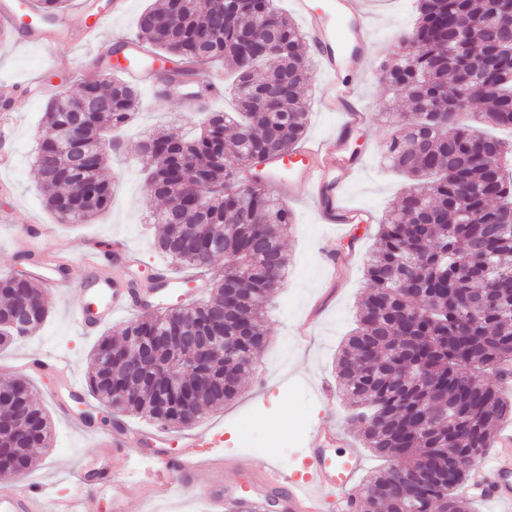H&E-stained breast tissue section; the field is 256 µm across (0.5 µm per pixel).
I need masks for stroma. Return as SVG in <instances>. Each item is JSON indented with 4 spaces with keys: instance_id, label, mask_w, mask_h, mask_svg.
I'll return each mask as SVG.
<instances>
[{
    "instance_id": "35a3bbf8",
    "label": "stroma",
    "mask_w": 512,
    "mask_h": 512,
    "mask_svg": "<svg viewBox=\"0 0 512 512\" xmlns=\"http://www.w3.org/2000/svg\"><path fill=\"white\" fill-rule=\"evenodd\" d=\"M376 18L372 40L376 45L370 72L362 84L366 113L364 123L353 128L343 144L344 157H357L363 166L347 187L351 204L369 211L372 223L350 225L346 235L335 240V250L349 263L334 272L324 266L318 249L327 233L318 224L302 197L287 204L293 214V227L284 240L291 266L282 288L266 306L269 333L254 374L244 381V391L224 407L208 412L200 426L213 427L223 442L225 480L246 484L249 473L262 469L268 461L302 472L305 459L302 448L305 433L295 432L298 421L307 425L333 422L353 443L360 444L356 426L347 420L349 405L341 393L321 398L317 388L322 382H335L336 356L352 329L358 302L366 289L364 263L371 252L381 220L391 203L407 186L406 180L379 163L384 137L394 113L407 111V103L397 100L387 90L382 78L383 65L392 61L399 50L403 32L415 19L413 0H374ZM101 44L88 42L80 30H71L67 40L47 49L19 46L15 41L0 42V83L10 82L14 92L0 102V113L10 112L15 124L10 140H0V152L13 151L16 163L8 171L0 170V182L8 191H0V211L12 213L13 221L0 223V274L29 272L43 246L35 240L23 241L14 235V227L37 219L58 224L59 236L54 250L79 260L88 240L112 237L137 249L144 266L134 275L137 285H144L154 275V266L163 257L153 245L157 227L145 224L149 210L161 208V201L151 199L140 167L139 146L162 129L177 132L198 131L204 120L198 107L172 100L156 103L148 86H139V106L133 122L117 139V148L109 156L104 176L114 185L112 204L94 221L82 224L57 223L43 205L39 175L34 166V151L42 132V116L48 98L39 91V81L76 91L79 71L92 56L100 54ZM322 75L311 69L306 93L309 100L307 140H327L336 116L319 108ZM50 316L32 336L20 339L0 350V380L26 376L24 360L36 350L47 351L68 360L72 379L28 376L32 390L47 412L56 403H64L73 414L93 411L95 438L63 421H52V439L48 449L38 450L36 462L22 479L23 485L42 486L53 494L81 492L93 502L94 512H109L107 498L97 482L77 480L75 473L83 458L104 453L105 440L121 424L137 430L138 438L114 449L119 470L134 472L143 464L144 438L156 428L154 422L98 405L87 397L86 376L91 352L99 336L82 335L67 314L70 307L84 303V293L76 288L58 294L47 291ZM279 437L281 445L267 447L269 437Z\"/></svg>"
}]
</instances>
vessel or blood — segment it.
<instances>
[{
    "label": "vessel or blood",
    "mask_w": 512,
    "mask_h": 512,
    "mask_svg": "<svg viewBox=\"0 0 512 512\" xmlns=\"http://www.w3.org/2000/svg\"><path fill=\"white\" fill-rule=\"evenodd\" d=\"M300 16L312 54L323 75L320 91L322 107L336 115V136L344 138L365 118L359 93L360 81L372 57V16L367 0H329L320 7L317 0H292ZM128 9V0H112L106 14H93L89 0L79 5L55 28H46L42 17L34 16L30 0H0V27L15 29L21 41L29 45L48 46L59 41L67 26L79 27L87 40L101 41L108 28ZM126 81L156 84L157 78L145 67L146 45L131 36L120 37ZM358 169L336 159L330 148L303 147L286 157H272L264 164L269 184L283 192L302 187L314 204L319 223L347 226L360 221L363 212L351 205L344 193L345 185ZM110 253L114 262L132 268L138 266V252L123 243L105 240L87 246L80 257L81 276H74L66 262L46 256L35 263L33 275L55 290L63 291L77 285L89 295V302L72 308L71 316L84 334H92L124 312L162 308L164 297L178 279L168 266H161L157 285L135 288L131 283L102 274L101 255ZM36 374L66 375L67 368L56 357L38 353L25 363ZM178 441L180 452L165 461L163 467H143L141 473L154 495H165L171 483L192 490L210 506V512H224L236 507L240 512H266L270 499H279L287 512H353L350 493L363 468L360 449L345 447L339 430L333 425L315 428L307 437L304 455L306 471L296 475L272 463L255 476L250 485L228 484L220 471L223 462L220 441L207 432L188 428ZM497 452L477 464L478 480L473 491L485 501L512 512V464L500 456L501 450L512 447V419L500 427L496 438ZM92 469L103 488L112 491V512H142V503L128 491V481L110 476L106 456H98ZM335 491L334 502H326V491ZM90 500L82 493L66 498L48 497L45 491H26L0 487V512H89Z\"/></svg>",
    "instance_id": "vessel-or-blood-1"
}]
</instances>
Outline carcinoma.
<instances>
[{
  "label": "carcinoma",
  "mask_w": 512,
  "mask_h": 512,
  "mask_svg": "<svg viewBox=\"0 0 512 512\" xmlns=\"http://www.w3.org/2000/svg\"><path fill=\"white\" fill-rule=\"evenodd\" d=\"M35 2L47 17L71 6V0ZM416 2L418 18L385 70L411 111L393 117L384 157L411 185L383 217L365 265L357 326L336 358L351 422L365 447L394 462L368 479L359 512H469L457 490L498 426L512 418V399L483 378L512 363V167L503 162L512 143L480 128H512V30L499 24L512 0ZM261 16L274 31L264 48L252 46ZM138 26L163 82L188 81L191 65L205 60H224L234 75L237 112L210 113L193 137H148L142 160L150 198L180 201L174 217L166 209L150 215L149 223L163 225L158 250L200 272L222 256L224 268L206 299L141 312L120 339L103 337L91 355L87 387L109 408L183 429L241 394L266 343L265 306L288 272L283 236L293 216L263 181L245 184L239 171L286 156L304 139L310 61L302 32L276 0H158L139 15ZM85 94L81 84L49 102L35 155L46 209L83 223L111 203V183L101 175L106 154L85 164L64 161L53 132ZM96 95L108 108L79 128L82 141L121 131L138 108V90L120 79L98 86ZM473 99L487 104L485 115L469 123L450 111ZM269 101L274 115L265 112ZM229 128L234 143L248 141L251 156L221 159ZM186 164L208 186L205 197L181 192ZM175 222L195 228L194 235L176 234ZM21 301L31 319L13 332L7 324ZM48 317L45 290L35 279L0 275L1 349L33 335ZM173 327L232 343L224 358L203 367L209 380L195 381L193 354L170 353L162 333ZM130 336L153 349L148 365L135 372L112 361V349ZM174 373L186 381L182 392L166 381ZM50 442L49 415L35 398L0 399L1 477L26 475L35 449Z\"/></svg>",
  "instance_id": "1"
}]
</instances>
